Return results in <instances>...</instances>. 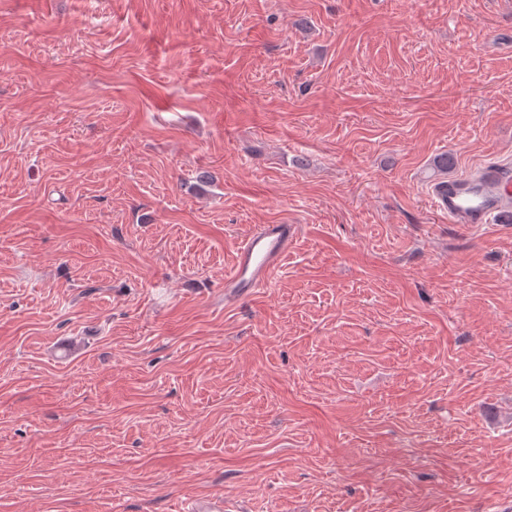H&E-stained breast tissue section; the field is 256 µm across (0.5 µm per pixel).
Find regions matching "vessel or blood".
Returning a JSON list of instances; mask_svg holds the SVG:
<instances>
[{
    "mask_svg": "<svg viewBox=\"0 0 512 512\" xmlns=\"http://www.w3.org/2000/svg\"><path fill=\"white\" fill-rule=\"evenodd\" d=\"M430 196L452 224L512 221V166L487 161L471 173L436 181ZM298 236L294 224H263L239 245L224 276V302L231 305L265 287Z\"/></svg>",
    "mask_w": 512,
    "mask_h": 512,
    "instance_id": "obj_1",
    "label": "vessel or blood"
}]
</instances>
